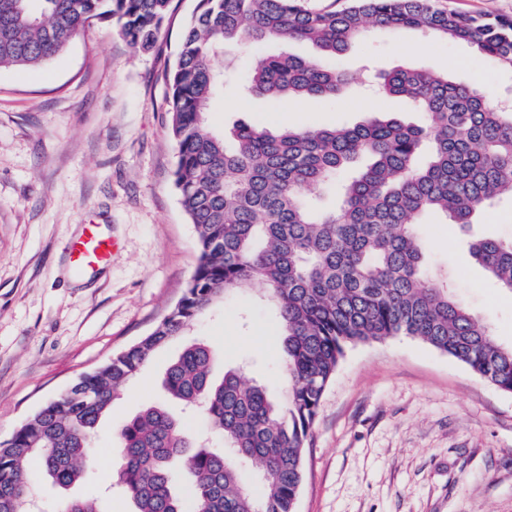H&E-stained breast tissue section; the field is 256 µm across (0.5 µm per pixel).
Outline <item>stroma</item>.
<instances>
[{"label": "stroma", "instance_id": "35a3bbf8", "mask_svg": "<svg viewBox=\"0 0 512 512\" xmlns=\"http://www.w3.org/2000/svg\"><path fill=\"white\" fill-rule=\"evenodd\" d=\"M196 6L179 0L149 51L132 47L111 23H95L38 68L0 70L1 440L79 376L147 335L194 273V229L174 185L164 71ZM288 53L318 56L301 42L226 45L213 60L226 82L207 130L353 126L376 112L421 123L405 102L378 98L355 80L329 101L243 91L260 57ZM337 64L354 77L400 65L453 69L496 94L512 90V71L419 29H368ZM89 223L103 225L119 248L100 271L79 276L68 247ZM419 233L428 266L447 272L456 298L511 346L512 293L488 282L468 242L512 237V201L488 207L471 231L429 214ZM196 340L213 346L218 366L242 367L245 379L282 397L276 321L264 291H241L194 321L114 399L93 435L85 479L66 491L40 480L43 512H63L76 496L96 499L100 512H133L121 490L105 493V468L130 418L169 405L165 369ZM312 433L297 512H512V393L415 338L348 347Z\"/></svg>", "mask_w": 512, "mask_h": 512}]
</instances>
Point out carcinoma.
<instances>
[{
	"mask_svg": "<svg viewBox=\"0 0 512 512\" xmlns=\"http://www.w3.org/2000/svg\"><path fill=\"white\" fill-rule=\"evenodd\" d=\"M175 10V0H0V69L36 68L97 22L148 51ZM369 26L427 30L512 70V19L442 11L433 0H348L338 12L303 0H198L165 74L195 272L148 335L0 441V512H30L42 475L63 489L79 481L92 435L126 383L200 315L254 286L265 290L279 326L284 402L245 383L238 368L215 380L208 343L184 347L163 386L201 410L224 447L198 442L162 406L132 417L111 478L134 512H295L320 401L349 346L410 336L512 393V346L498 343L448 279L427 269L416 230L428 212L466 228L495 199L512 198V107L446 73L400 67L379 74V91L408 100L423 115L419 125L383 117L271 133L239 124L232 151L205 131L210 103L224 91L212 60L226 41L313 43L320 58L265 57L248 83L272 98L329 99L350 81L332 61ZM336 184L339 206L318 208L312 195ZM469 251L488 280L512 293V240L477 237ZM250 463L259 467L256 492L240 480L239 467ZM64 512L99 508L72 498Z\"/></svg>",
	"mask_w": 512,
	"mask_h": 512,
	"instance_id": "1",
	"label": "carcinoma"
}]
</instances>
